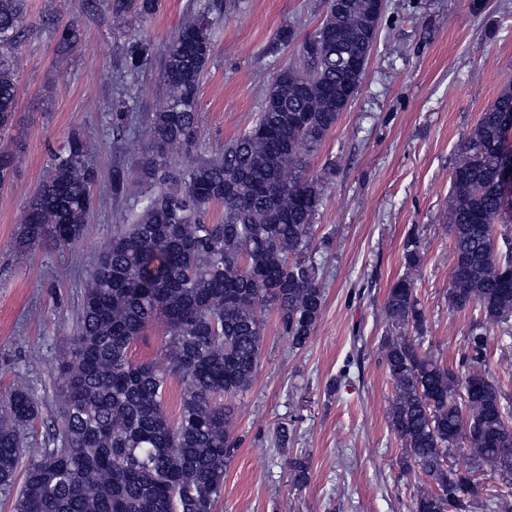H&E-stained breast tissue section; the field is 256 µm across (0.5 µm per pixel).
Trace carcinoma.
Returning a JSON list of instances; mask_svg holds the SVG:
<instances>
[{"mask_svg": "<svg viewBox=\"0 0 512 512\" xmlns=\"http://www.w3.org/2000/svg\"><path fill=\"white\" fill-rule=\"evenodd\" d=\"M81 12L147 18L157 0H80ZM375 0H325L322 25L301 45L304 65L281 68L252 127L207 157L199 149V92L213 52L209 5L169 41L161 60L152 44L133 39L116 84L122 98L160 62V87L140 121L112 113V136L140 163L146 187L127 202V176L102 179L88 162L89 144L71 132L47 177L26 202L17 242L49 238L71 245L83 237L97 191L127 202L124 224L98 252L83 289L76 334L58 362L57 416L41 442L24 429L38 418L39 390L25 377L0 401V487L20 482L12 512H215L224 474L240 446L224 398L247 391L264 334L256 306L278 315L299 349L321 317L325 298L310 254L321 184L309 174L319 151L357 95L377 36ZM23 0H0V42L25 37ZM68 62L81 41L73 23L42 18ZM19 88L0 75V132L13 127ZM512 131V84L481 112L453 166L446 219L453 235L448 306L471 309L460 368L444 367L409 336L426 325L414 283L403 275L383 306L388 332L381 359L394 386L388 411L406 466L431 483L413 497V512H472L487 473L512 485L509 394L485 374L490 327L512 319V241L497 243L494 224L512 204L503 177ZM14 173V154L0 149V187ZM218 205L223 218L204 216ZM163 328L160 355L138 362L131 348L145 330ZM179 388L176 417L166 402ZM467 454L470 468L452 465ZM482 506L512 512L490 493Z\"/></svg>", "mask_w": 512, "mask_h": 512, "instance_id": "carcinoma-1", "label": "carcinoma"}]
</instances>
